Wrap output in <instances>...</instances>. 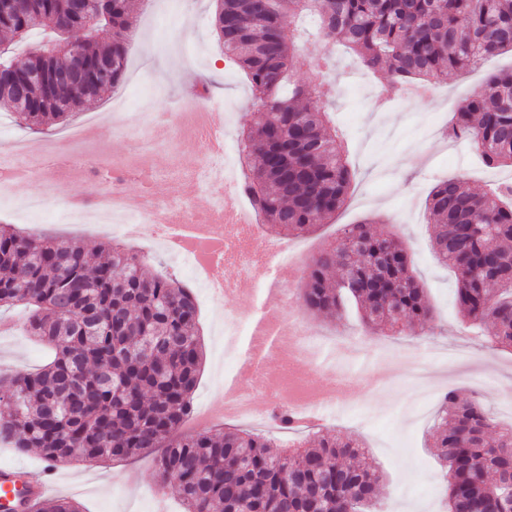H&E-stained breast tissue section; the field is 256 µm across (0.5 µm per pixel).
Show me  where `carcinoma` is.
Wrapping results in <instances>:
<instances>
[{"mask_svg": "<svg viewBox=\"0 0 512 512\" xmlns=\"http://www.w3.org/2000/svg\"><path fill=\"white\" fill-rule=\"evenodd\" d=\"M141 0H88L87 26L69 0H10L0 33L45 40L19 63L0 65V110L44 131L117 85L127 68L133 14ZM224 54L245 72L262 112L241 134L240 183L261 223L298 238L345 203L351 173L328 112L293 80L296 43L310 34L341 43L387 85L430 83L512 51V0H218ZM78 37L79 86L56 82ZM107 62L111 77L101 80ZM27 96L20 99L18 87ZM448 135L471 140L490 168L512 166V70L489 78L454 113ZM432 249L456 273L455 300L469 322L493 324L492 346L512 350V190L483 194L455 178L428 197ZM94 259L71 239L22 235L0 225V308L33 307L29 333L55 351L36 372L0 377V443L39 450L52 465L97 464L159 450L161 484L175 485L185 512H379L383 481L361 444L318 431L313 448L272 454L270 437L247 427L179 435L203 361L195 297L182 281L143 276L145 258L104 244ZM302 307L341 318L356 307L367 328L426 325L433 311L403 242L372 223L352 224L305 270ZM448 512H496L494 494L512 476V426L500 427L472 393L450 391L433 425ZM34 512H82L61 498Z\"/></svg>", "mask_w": 512, "mask_h": 512, "instance_id": "obj_1", "label": "carcinoma"}]
</instances>
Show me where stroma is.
Masks as SVG:
<instances>
[{"label":"stroma","mask_w":512,"mask_h":512,"mask_svg":"<svg viewBox=\"0 0 512 512\" xmlns=\"http://www.w3.org/2000/svg\"><path fill=\"white\" fill-rule=\"evenodd\" d=\"M169 0H150L141 6L134 28L137 32L128 49V67L120 84L102 92L71 116L59 121L50 131L36 133L18 126L10 113L0 112V152L10 150L12 142L51 141L53 148L67 146V132L89 121H103L97 133L99 147L113 160L134 155L136 138L113 130L104 118L113 108L124 115L139 114L140 96H148L152 109L166 110L177 101L191 106L185 87L194 84L205 89L210 108L215 112L232 111L233 120L225 127L226 138L239 137L250 123L251 112L258 106L251 97L248 80L240 67L217 45L213 27L215 0H192L188 17L167 18ZM336 54V81L328 95L314 97L313 102L328 109L333 125L345 145V155L352 173L347 204L336 214L333 223L321 225L315 232L299 238L306 258H313L338 235L347 224L380 219L387 231L397 234L408 248L415 274L424 284L433 309L432 321L424 327L413 326L384 330H366L355 313L329 321L322 316L303 313V324L317 337L354 339L361 347L356 353L337 351L326 357L329 367L340 370L350 384V391L339 398L325 427L344 438H362L370 457L384 472L381 488L384 512H445L442 497L424 498L420 491L429 483H440V467L429 440L432 414L408 423L402 416L414 389L407 380L377 386L374 376L389 368L391 352L408 350L414 366L429 373H440V390L459 388L477 393L498 423L512 424V411L500 401V389L512 387V351L495 350L489 345L490 327L469 326L459 313L454 296V274L438 262L431 250L432 229L427 220L426 201L438 182L464 176L475 192L488 189L483 172L485 165L475 148L467 142L449 137H432L429 124L438 118L451 122L458 103L467 96L475 82L512 69V52L505 51L484 60L479 72H454L440 80L432 97H417L397 108H378L371 96L377 80L344 48H329L314 37L298 42L300 64L295 72L298 82H312L311 63L327 51ZM200 159L193 140H185L180 152L162 149L149 157L150 165L160 177L153 181L151 192L165 200L171 187L162 174L173 168L190 170ZM36 193L46 194L48 207L34 230L50 237L75 240L87 249L112 241L113 236L85 227L66 224L62 215L73 198L86 199L95 193L93 186L74 180L57 187L37 181L14 186L9 198L0 202V225L24 228L19 215L23 201ZM199 331L203 344V363L192 396L193 414L180 428L193 432L195 415L201 410L221 409L224 387L218 376V337L216 325L225 309L234 308L257 317L255 302L239 295L210 297L198 304ZM21 311L0 314V372L31 371L48 359L46 348L23 329ZM437 345L448 350L465 349L470 356L464 363H445L426 353ZM21 466L28 478L37 481L45 470H53L57 497L76 500L83 512H156L154 490L157 471L153 455H140L95 466L59 464L49 466L38 450L17 453L0 451V467Z\"/></svg>","instance_id":"35a3bbf8"}]
</instances>
